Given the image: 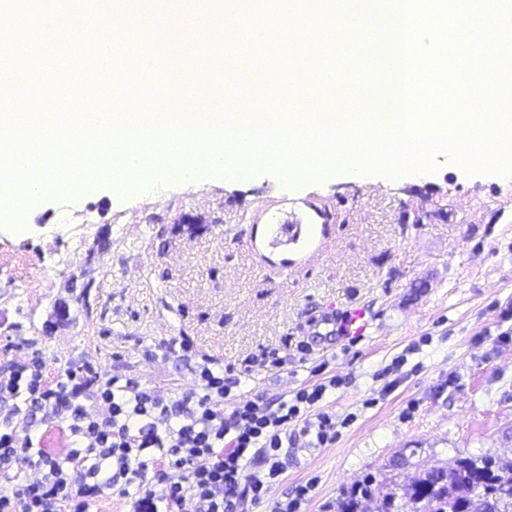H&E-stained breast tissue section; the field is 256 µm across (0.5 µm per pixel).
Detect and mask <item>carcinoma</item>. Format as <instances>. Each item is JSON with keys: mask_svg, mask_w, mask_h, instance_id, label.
Returning a JSON list of instances; mask_svg holds the SVG:
<instances>
[{"mask_svg": "<svg viewBox=\"0 0 512 512\" xmlns=\"http://www.w3.org/2000/svg\"><path fill=\"white\" fill-rule=\"evenodd\" d=\"M467 491L496 501L497 512H512V461L458 459L451 467L431 469L415 479L406 489V496L412 503L423 504V512H479L476 503L465 496ZM405 507L394 492L374 498L371 485L365 482L343 501L342 512H404Z\"/></svg>", "mask_w": 512, "mask_h": 512, "instance_id": "carcinoma-1", "label": "carcinoma"}]
</instances>
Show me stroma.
Returning <instances> with one entry per match:
<instances>
[{
	"instance_id": "35a3bbf8",
	"label": "stroma",
	"mask_w": 512,
	"mask_h": 512,
	"mask_svg": "<svg viewBox=\"0 0 512 512\" xmlns=\"http://www.w3.org/2000/svg\"><path fill=\"white\" fill-rule=\"evenodd\" d=\"M375 36L348 50L327 106L368 111L384 70ZM285 221L317 225L315 251L265 248L267 225ZM356 309L368 326L354 340L343 318ZM179 336L237 370L265 351L287 357L243 382L247 395L310 384L317 364L347 379L323 402L341 421L335 441L285 448L259 512L309 482L301 512H340L361 482L380 496L458 458L512 460V180L443 158L418 183L259 172L57 194L20 228L0 226V368L23 356L22 337L49 374L83 357L176 392L188 371L143 350Z\"/></svg>"
}]
</instances>
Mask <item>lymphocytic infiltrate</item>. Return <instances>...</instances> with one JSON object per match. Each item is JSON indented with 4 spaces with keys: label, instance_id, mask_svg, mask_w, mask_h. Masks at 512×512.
Returning a JSON list of instances; mask_svg holds the SVG:
<instances>
[{
    "label": "lymphocytic infiltrate",
    "instance_id": "obj_1",
    "mask_svg": "<svg viewBox=\"0 0 512 512\" xmlns=\"http://www.w3.org/2000/svg\"><path fill=\"white\" fill-rule=\"evenodd\" d=\"M148 355L189 361L190 384L167 393L82 357L49 381L35 351L0 372V512H90L115 494L131 512H245L282 474L283 447L322 448L336 437V415L321 407L336 377L279 396L240 395L223 362L187 340H160ZM53 423L64 427L65 454L36 436Z\"/></svg>",
    "mask_w": 512,
    "mask_h": 512
}]
</instances>
